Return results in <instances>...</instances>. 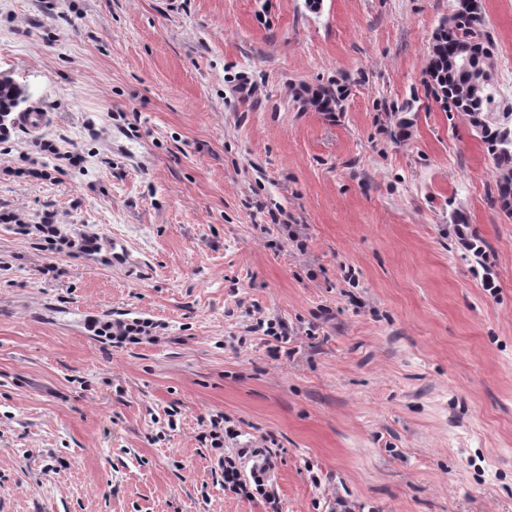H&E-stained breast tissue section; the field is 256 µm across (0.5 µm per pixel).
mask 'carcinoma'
I'll list each match as a JSON object with an SVG mask.
<instances>
[{"label":"carcinoma","instance_id":"obj_1","mask_svg":"<svg viewBox=\"0 0 512 512\" xmlns=\"http://www.w3.org/2000/svg\"><path fill=\"white\" fill-rule=\"evenodd\" d=\"M491 46L482 13L456 0L433 37L426 73L430 93L448 111L466 116L479 134L497 170V201L512 215V112L493 111ZM24 100L23 91L0 82L1 103L14 108Z\"/></svg>","mask_w":512,"mask_h":512}]
</instances>
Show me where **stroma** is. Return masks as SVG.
Masks as SVG:
<instances>
[{"label":"stroma","instance_id":"obj_1","mask_svg":"<svg viewBox=\"0 0 512 512\" xmlns=\"http://www.w3.org/2000/svg\"><path fill=\"white\" fill-rule=\"evenodd\" d=\"M453 4L0 0V79L83 158L23 173L18 128L0 213L102 244L51 254L0 223V512H512V215L424 73ZM483 4L512 108V0ZM136 317L154 341L90 328ZM217 412L275 502L225 492Z\"/></svg>","mask_w":512,"mask_h":512}]
</instances>
